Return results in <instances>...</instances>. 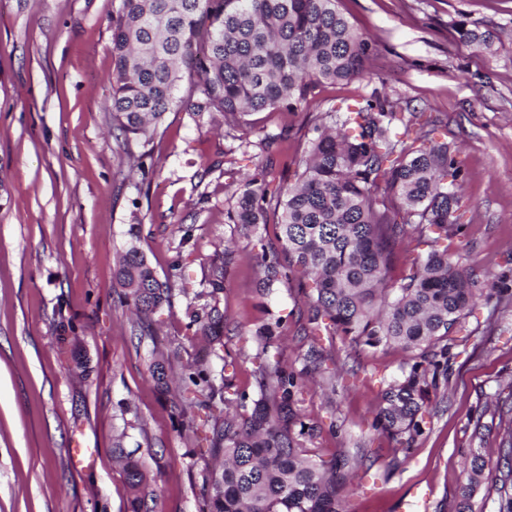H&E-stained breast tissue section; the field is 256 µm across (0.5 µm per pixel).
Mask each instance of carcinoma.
<instances>
[{"instance_id": "1", "label": "carcinoma", "mask_w": 512, "mask_h": 512, "mask_svg": "<svg viewBox=\"0 0 512 512\" xmlns=\"http://www.w3.org/2000/svg\"><path fill=\"white\" fill-rule=\"evenodd\" d=\"M112 94L106 104L112 127L132 160L148 175L166 114L185 112L202 126L222 120L230 130L248 126L247 116L266 109L293 111L323 83L366 74L369 44L337 8L336 0H120L112 11ZM459 41L489 47L490 35L455 23ZM394 105L375 97L322 112L313 119L308 156L293 182L276 194L264 169L240 181L225 223L253 232L281 211L280 239L288 266L277 253L256 256L263 287L296 271L311 281L309 323L329 335L351 338L362 349L393 346L404 355L400 375L382 391L370 427L386 433L406 452L424 434V413L441 388H448L455 338L478 295L464 255L451 247L461 238L456 192L462 166L446 140L430 133L412 138L391 134ZM403 210L391 214L392 200ZM426 249L393 274L395 249L408 239ZM122 299L141 328L172 296L145 255L132 245L116 262ZM196 334L221 343L224 312L213 305L195 313ZM282 320L265 323L253 336L269 345ZM310 348L302 368L277 359L260 370L259 392L226 396L224 374L209 363L192 364L172 401L179 431L197 435L189 414L212 418L210 446L222 457L203 512H346L341 492L349 472L361 464L344 456L316 461L304 441L315 428L299 409L304 375L322 368ZM499 423L498 466L493 478L496 512H512V384L495 404ZM124 461L128 508L149 512L154 489L144 464ZM481 449L471 450L457 512H472L471 498L484 479Z\"/></svg>"}]
</instances>
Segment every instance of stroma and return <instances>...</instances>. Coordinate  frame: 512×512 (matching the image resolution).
Masks as SVG:
<instances>
[{"mask_svg":"<svg viewBox=\"0 0 512 512\" xmlns=\"http://www.w3.org/2000/svg\"><path fill=\"white\" fill-rule=\"evenodd\" d=\"M117 2L0 0V512H128L121 447L148 467L153 512H200L220 461L205 439L179 436L149 366L165 358L176 377L193 364L204 341L188 329L189 314L212 304L225 320L210 364L236 388L256 394L267 356L297 369L312 347L340 372L335 391L307 388L299 408L317 428L310 455L361 448L369 458L345 495L347 512H455L477 446L487 478L472 510L495 512L492 401L512 381V309L477 299L469 318L477 334L458 337L448 390L403 454L369 427L401 352L307 335L296 284L259 288L255 244L281 250L277 214L248 234L224 213L257 165L268 163L270 191L292 179L317 113L379 96L401 114L437 120L436 138L459 147L465 266L477 288L512 287V0H339L371 44L370 77L322 84L290 115L252 113L242 140L170 113L145 178L131 170L105 109ZM461 19L491 33L490 49L459 43ZM280 132L287 140L265 159L258 140ZM132 242L159 280L174 282L149 332L133 327L113 278ZM218 262L224 290L214 296ZM279 318L280 338L261 351L252 331ZM478 422L487 428L481 440Z\"/></svg>","mask_w":512,"mask_h":512,"instance_id":"stroma-1","label":"stroma"}]
</instances>
